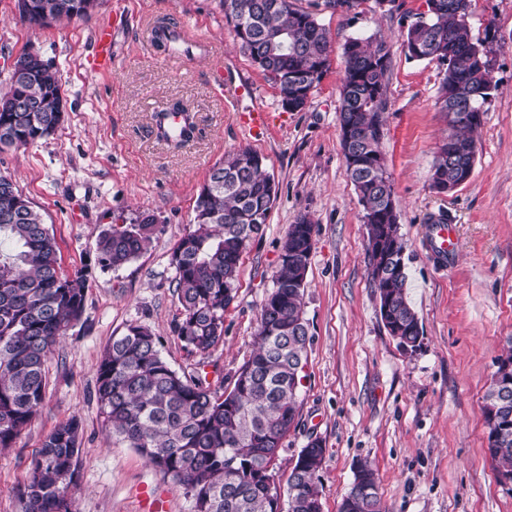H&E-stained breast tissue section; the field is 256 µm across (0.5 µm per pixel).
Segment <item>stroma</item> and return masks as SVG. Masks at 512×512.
I'll use <instances>...</instances> for the list:
<instances>
[{"label": "stroma", "instance_id": "obj_1", "mask_svg": "<svg viewBox=\"0 0 512 512\" xmlns=\"http://www.w3.org/2000/svg\"><path fill=\"white\" fill-rule=\"evenodd\" d=\"M295 3L315 13L333 49L329 72L300 112L283 110L275 86L241 51L221 0H99L89 17L44 29L23 21L14 0H0V90L11 61L33 49L53 62L68 101L55 135L0 151V173L44 213L63 272L90 270L83 316L47 364L43 408L0 451V512H21L45 437L72 416L82 423L73 512H191L181 484L108 435L97 369L112 338L139 323L158 338L172 369L195 373L199 357L174 331L180 310L170 256L210 169L245 146L264 157L277 196L262 235L242 252L224 340L206 360L214 391L231 389L253 353L289 224L305 215L317 229L303 296L308 359L297 418L274 462L276 482L287 483L299 451L317 438L325 448L322 512H337L363 460L377 470L385 512H512L482 414L496 361L512 345V0L470 2L472 38H484L489 25L498 30L497 88L483 106L473 176L448 194L429 182L447 129L436 107L443 67L410 58L401 37L425 0H401L389 14L372 12L370 0L352 14L326 8L324 0ZM180 21L195 26L215 54L177 67L162 62L163 48L148 49L150 26ZM105 24L113 28L112 70L100 74L87 61ZM353 37L384 41L390 51L382 150L408 243L407 293L424 332L414 353L400 348L381 321L362 207L345 175L337 117L342 47ZM243 83L251 92L241 96ZM175 100L191 108L197 125L179 149L157 138L152 119L156 107ZM257 107L279 118L254 135L236 115ZM441 210L458 238L445 269L426 247L427 217ZM136 212L157 219L150 248L119 269L101 270L96 233Z\"/></svg>", "mask_w": 512, "mask_h": 512}]
</instances>
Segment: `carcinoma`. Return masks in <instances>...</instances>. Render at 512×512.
Here are the masks:
<instances>
[{
    "label": "carcinoma",
    "instance_id": "1",
    "mask_svg": "<svg viewBox=\"0 0 512 512\" xmlns=\"http://www.w3.org/2000/svg\"><path fill=\"white\" fill-rule=\"evenodd\" d=\"M241 50L272 81L280 99L295 101L306 77L322 81L332 46L315 15L294 0H222ZM19 16L47 27L88 16L96 0H15ZM427 11L407 28L404 43L416 60L446 65L436 105L448 120V137L431 169V186L452 192L473 172L482 104L495 90L480 65L491 29L474 41L463 15L466 0H426ZM339 137L345 173L367 227L369 276L382 322L402 349L421 348L423 328L406 293L407 240L400 232L394 186L381 150L388 108L390 52L383 42L353 38L343 47ZM61 85L45 60L10 74L0 94V149L34 145L56 133ZM190 116L160 132L170 144L192 138ZM276 185L264 157L250 147L224 156L209 172L195 201L193 224L173 248L174 293L180 316L174 332L190 352L207 355L224 340V310L236 295L241 254L262 233ZM99 230L97 262L118 269L146 252L155 217L140 213ZM316 225L305 216L288 225L279 270L260 308L257 346L233 388L211 389L207 373L181 375L161 356L150 328L130 324L105 349L97 369V400L109 430L150 464L184 486L192 512H276L267 479L282 439L297 415L299 371L309 334L302 297ZM0 449L12 446L40 411L47 387L46 362L67 330L82 317L87 270L62 272L57 242L43 216L12 178L0 173ZM484 420L495 415L499 433L488 448L497 474L512 475V373L491 378ZM82 425L72 416L58 423L39 451L22 501L23 512H73L72 495ZM322 441L307 442L297 456L283 495L286 512H321L318 473ZM338 512H382L378 476L360 463Z\"/></svg>",
    "mask_w": 512,
    "mask_h": 512
}]
</instances>
